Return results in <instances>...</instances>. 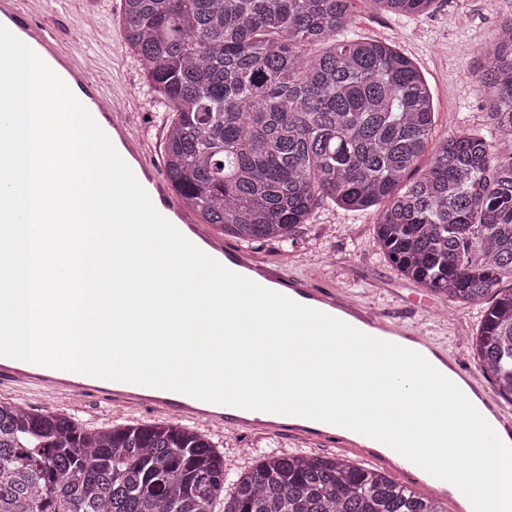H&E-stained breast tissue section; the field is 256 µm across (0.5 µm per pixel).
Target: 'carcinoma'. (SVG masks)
Segmentation results:
<instances>
[{"label":"carcinoma","mask_w":512,"mask_h":512,"mask_svg":"<svg viewBox=\"0 0 512 512\" xmlns=\"http://www.w3.org/2000/svg\"><path fill=\"white\" fill-rule=\"evenodd\" d=\"M420 16L435 0H373ZM125 44L171 111L166 177L183 207L288 254L323 204L377 211L401 276L449 308L487 303L473 353L512 404V16L477 76L486 130L434 143L433 93L390 45L336 38L352 0H120ZM431 154L415 180L418 162ZM448 512L345 457L268 453L232 468L169 421L91 430L0 401V512Z\"/></svg>","instance_id":"obj_1"}]
</instances>
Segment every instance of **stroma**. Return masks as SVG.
Segmentation results:
<instances>
[{"label":"stroma","mask_w":512,"mask_h":512,"mask_svg":"<svg viewBox=\"0 0 512 512\" xmlns=\"http://www.w3.org/2000/svg\"><path fill=\"white\" fill-rule=\"evenodd\" d=\"M483 0H435L429 14L398 16L377 11L372 0H354L348 29L391 44L410 58L428 81L436 110V139L481 129L484 102L476 76L488 64L483 47L495 34L500 16L512 14V0H494L484 11ZM23 10L52 18L71 31L76 51L89 58V76L104 89L129 81L135 92L130 103L134 133L147 137V151L163 167V110L153 99L139 66L130 55L120 26V0H23ZM371 211L347 212L332 205L320 208L312 224L302 228L290 256L295 275L317 284L336 286L397 321L416 324L446 345L462 368L475 371L471 339L480 324L482 305H470L441 318L415 309L411 297L420 288L397 275L373 235ZM216 448L236 466L251 464L249 448L259 453H304L305 444L226 430L210 432Z\"/></svg>","instance_id":"obj_1"}]
</instances>
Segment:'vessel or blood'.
Segmentation results:
<instances>
[{
    "mask_svg": "<svg viewBox=\"0 0 512 512\" xmlns=\"http://www.w3.org/2000/svg\"><path fill=\"white\" fill-rule=\"evenodd\" d=\"M0 25L30 47L71 91L84 99L87 111L131 168L157 211L202 252L230 271L298 304L333 317L342 311L353 315L358 320V330L371 337H385L397 345L409 338L443 361H450L451 356L445 347L416 327L389 322L382 313L343 296L335 289L315 288L308 279L289 275L287 264L267 265L245 250L227 248L223 242L212 238L203 226L197 225L194 214L179 206L163 174L148 161L143 138L132 133L128 109L110 105L102 87L90 80L65 33L53 22L22 10L19 0H0ZM5 387L19 395L35 391L70 399L92 396L109 408L147 409L207 427L284 437L315 448H349L357 443L362 454L378 457L401 478L415 483L416 487L438 493L453 504L462 497L453 484L432 476L395 450H378L377 440L365 436L355 443L348 439L346 428L302 416L258 412L215 403L205 408L200 399L180 392L99 377L91 378L85 386L77 388L65 380L60 369L40 364L30 369L15 364L11 358L0 356V388Z\"/></svg>",
    "mask_w": 512,
    "mask_h": 512,
    "instance_id": "b4317fda",
    "label": "vessel or blood"
}]
</instances>
